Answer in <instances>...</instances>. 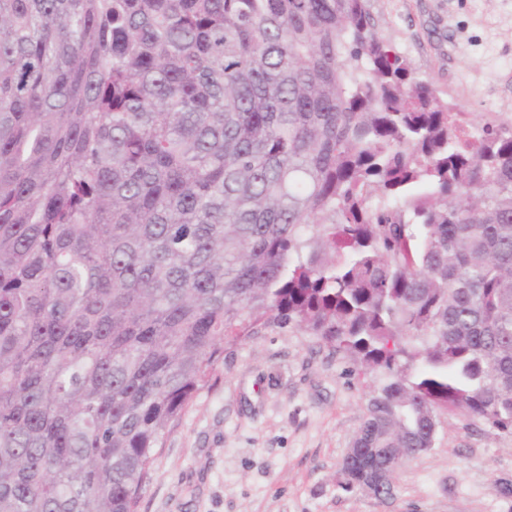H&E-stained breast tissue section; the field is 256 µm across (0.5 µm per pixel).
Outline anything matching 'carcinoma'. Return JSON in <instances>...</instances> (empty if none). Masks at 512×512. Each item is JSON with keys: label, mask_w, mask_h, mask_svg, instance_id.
I'll return each instance as SVG.
<instances>
[{"label": "carcinoma", "mask_w": 512, "mask_h": 512, "mask_svg": "<svg viewBox=\"0 0 512 512\" xmlns=\"http://www.w3.org/2000/svg\"><path fill=\"white\" fill-rule=\"evenodd\" d=\"M378 376L345 487L512 435V122L365 0H0V512H137L224 343Z\"/></svg>", "instance_id": "obj_1"}]
</instances>
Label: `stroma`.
Listing matches in <instances>:
<instances>
[{"label":"stroma","mask_w":512,"mask_h":512,"mask_svg":"<svg viewBox=\"0 0 512 512\" xmlns=\"http://www.w3.org/2000/svg\"><path fill=\"white\" fill-rule=\"evenodd\" d=\"M379 36L472 122L512 121V0H366ZM373 375L297 329L225 346L167 432L138 512H512V436L441 414L394 495L346 490L341 466Z\"/></svg>","instance_id":"35a3bbf8"}]
</instances>
